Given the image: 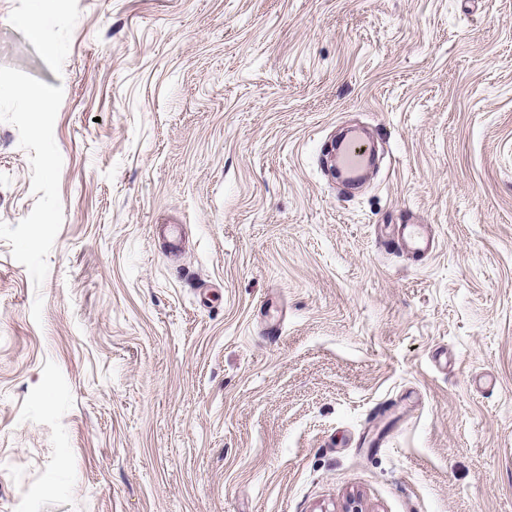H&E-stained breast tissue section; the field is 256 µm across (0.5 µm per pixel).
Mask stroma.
I'll use <instances>...</instances> for the list:
<instances>
[{"label": "stroma", "instance_id": "obj_1", "mask_svg": "<svg viewBox=\"0 0 512 512\" xmlns=\"http://www.w3.org/2000/svg\"><path fill=\"white\" fill-rule=\"evenodd\" d=\"M0 86V512H512V0H0ZM368 151L364 148L361 137L358 134L352 135L344 144H341L331 164V170L336 171L337 165L347 172H361L366 168L365 163ZM398 241L413 258H421L433 251V238L423 224H405L399 228Z\"/></svg>", "mask_w": 512, "mask_h": 512}]
</instances>
